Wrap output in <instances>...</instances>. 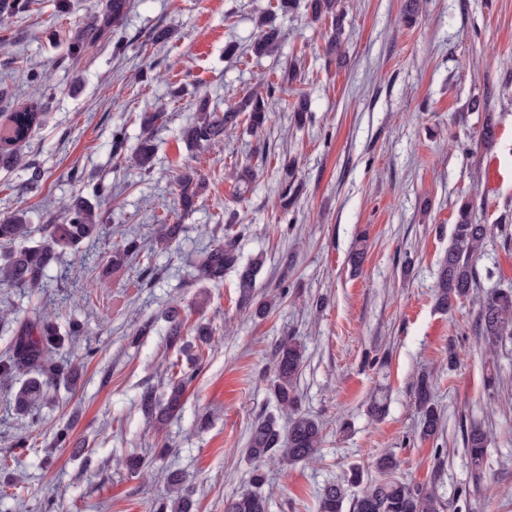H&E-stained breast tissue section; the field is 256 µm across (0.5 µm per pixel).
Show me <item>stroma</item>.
Returning <instances> with one entry per match:
<instances>
[{
	"label": "stroma",
	"instance_id": "35a3bbf8",
	"mask_svg": "<svg viewBox=\"0 0 512 512\" xmlns=\"http://www.w3.org/2000/svg\"><path fill=\"white\" fill-rule=\"evenodd\" d=\"M107 0H35L0 15V113L29 101L44 105L41 124L17 165L0 166V220L22 210L29 223L59 224L72 199L103 219L99 239L62 254L40 294L0 286V310L25 319L38 308L59 325L77 318L85 334L72 350L84 358L75 389H59L39 421L16 414L0 384V487L19 483L22 500L0 499V512H150L167 490L166 474L183 473L192 512H224L247 487L249 427L276 413L270 390L276 345L299 338L305 363L297 389L304 412L323 425L313 462L268 464L269 512H317L318 493L353 467L373 478L374 460L394 454L399 478L441 496L444 512H512V340L488 350L476 334L478 305L435 306L439 262L448 249L461 198H470L489 234L476 261L482 291L512 288V0H420L415 24L406 0H344L345 63L326 53L327 19L312 20L307 0L284 12L277 0H130L122 28L80 56L67 55L76 28ZM280 29L278 52L247 47L259 18ZM166 41L151 39L156 29ZM238 42L240 56L226 54ZM295 67L296 77L282 74ZM274 97L270 121L252 133L239 117L232 134L200 149L181 131L197 99L217 111L244 95ZM307 95L303 127L290 107ZM163 108L152 171L129 156L141 115ZM497 140L486 147V117ZM125 135L121 153L112 135ZM255 177L242 185L236 169ZM196 169L204 183L184 212L174 178ZM40 171L41 186L26 181ZM291 185L281 208L282 185ZM183 225L180 238L152 249L158 221ZM143 252L120 272L105 255L122 232ZM367 235L359 270L348 255ZM231 244L241 261L262 258L256 299H275L265 315L241 301L237 276L196 280L202 252ZM101 286L86 302L87 280ZM212 331V349L196 361L189 335L182 354L166 346L165 312ZM152 321L133 339L136 322ZM180 358L192 382L183 410L151 426L136 404L144 389L164 391L169 359ZM500 381L488 386L489 368ZM429 372L443 411L438 437L421 439L413 383ZM386 405L372 420V402ZM208 414L206 425L197 415ZM72 423L71 442L55 447L48 420ZM479 423L492 440L482 479L468 467L462 426ZM137 475L119 461L157 454Z\"/></svg>",
	"mask_w": 512,
	"mask_h": 512
}]
</instances>
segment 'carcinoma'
I'll list each match as a JSON object with an SVG mask.
<instances>
[{"label": "carcinoma", "instance_id": "1", "mask_svg": "<svg viewBox=\"0 0 512 512\" xmlns=\"http://www.w3.org/2000/svg\"><path fill=\"white\" fill-rule=\"evenodd\" d=\"M311 15L319 20L331 19L332 31L326 48L330 54L341 50V36L345 18L341 0H309ZM126 20V0H109L103 16L94 17L74 32L68 47V55L77 56L100 41L107 27L123 26ZM280 31L269 22L261 24V30L249 45L250 52L261 58L271 55L279 45ZM43 107L32 103L24 110L11 112L0 125V162L19 161L17 148L30 137L40 124ZM271 103L256 95L243 98L240 105L218 114L209 109L208 101L199 103L192 123L182 132L190 145H209L224 136L229 126L236 122L240 113H247L251 127L261 130L270 118ZM161 115L146 112L142 116L143 135L132 159L147 169L155 158V132ZM179 200L183 209L194 205L198 194V180L194 173L185 172L176 179ZM100 214L84 201L76 202L68 209L63 224H43L36 228L27 223L24 214L16 213L0 222V285L35 292L45 287L48 272L59 256L68 249L76 248L82 241L99 235ZM41 235L40 241L31 243L33 233ZM181 232L179 224H161L157 228L155 243L168 247ZM487 225L476 224L473 205L468 199L461 202L451 233L448 252L438 271L436 304L448 310L458 300L467 298L478 289L475 261L484 249ZM140 242L131 237L107 256V268L117 272L141 252ZM260 260L245 264L229 245H219L207 251L198 261L197 278L200 281L219 282L224 272L237 273V287L242 301L250 304L254 298L256 276ZM167 336L169 347L174 348L190 332L185 319L176 308L168 310ZM476 330L488 349L493 350L503 337L512 335V289L496 288L479 300ZM9 350L0 359V382L15 386L13 408L22 415L34 406L49 399L51 391L60 386L71 390L80 377V365L64 358H57L72 337L82 332L77 321L70 323L68 335L60 332L58 324L48 314H37L11 326ZM304 365V347L294 336L283 337L274 354L275 376L271 390L280 411L287 418V426L281 427L272 415L261 416L253 421L247 441V454L254 461L250 477L251 488L224 502V512H267V497L262 492L266 478L263 465L276 460L283 466L312 459L322 439V425L300 407L297 379ZM189 376L182 374L169 379L166 392L159 394L146 389L140 395L138 409L153 422H162L182 406ZM415 397L421 414L420 433L431 439L442 429L443 415L434 400L430 375L422 373L415 383ZM464 449L470 467L477 477L483 473L484 460L490 440L489 432L480 425H471L462 431ZM380 475L378 479H364L358 468L350 470L347 481L362 486L352 501H347V488L343 481L325 484L318 493L319 512H442L444 504L432 492L416 488L396 476L399 460L391 454H383L373 463ZM188 490L178 473L167 475L165 496L152 502V512H188Z\"/></svg>", "mask_w": 512, "mask_h": 512}]
</instances>
